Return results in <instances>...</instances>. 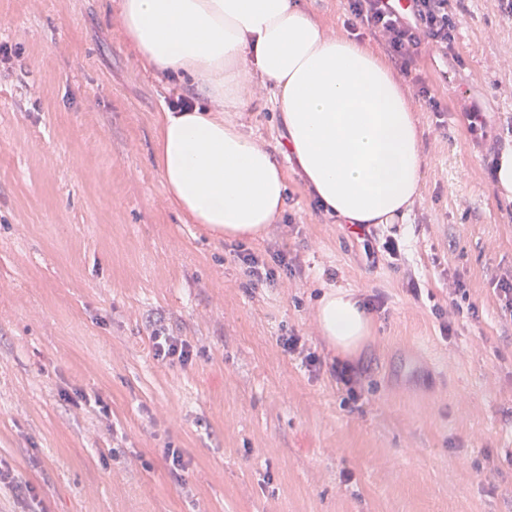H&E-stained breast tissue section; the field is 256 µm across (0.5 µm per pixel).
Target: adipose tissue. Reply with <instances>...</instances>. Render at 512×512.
Returning a JSON list of instances; mask_svg holds the SVG:
<instances>
[{
  "label": "adipose tissue",
  "mask_w": 512,
  "mask_h": 512,
  "mask_svg": "<svg viewBox=\"0 0 512 512\" xmlns=\"http://www.w3.org/2000/svg\"><path fill=\"white\" fill-rule=\"evenodd\" d=\"M122 31L157 72L189 76L213 102L159 115L155 161L171 203L215 237L258 236L285 205L284 168L224 119L248 106L253 68L276 90L288 156L342 223H389L418 196L415 118L388 66L324 35L296 0H124ZM318 318L344 351L370 332L346 291L325 293Z\"/></svg>",
  "instance_id": "adipose-tissue-1"
}]
</instances>
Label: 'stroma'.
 <instances>
[{"mask_svg": "<svg viewBox=\"0 0 512 512\" xmlns=\"http://www.w3.org/2000/svg\"><path fill=\"white\" fill-rule=\"evenodd\" d=\"M121 2L0 0V512H512V198L488 171L512 152V20L495 0H450L460 62L417 61L444 113L410 99L423 183L380 229L400 257L373 268L314 211L275 90L250 77L228 118L283 159L293 222L246 246L302 269L255 288L235 240L164 192L158 113L211 99L158 76ZM332 289L384 300L345 355L318 324ZM157 330L188 364L156 357ZM292 335L324 367L286 353ZM337 356L361 372L358 401ZM331 371L338 380L348 387L350 399L356 401L358 398L356 385L359 382V371L354 366L348 363H340L338 360H334L331 364Z\"/></svg>", "mask_w": 512, "mask_h": 512, "instance_id": "stroma-1", "label": "stroma"}]
</instances>
